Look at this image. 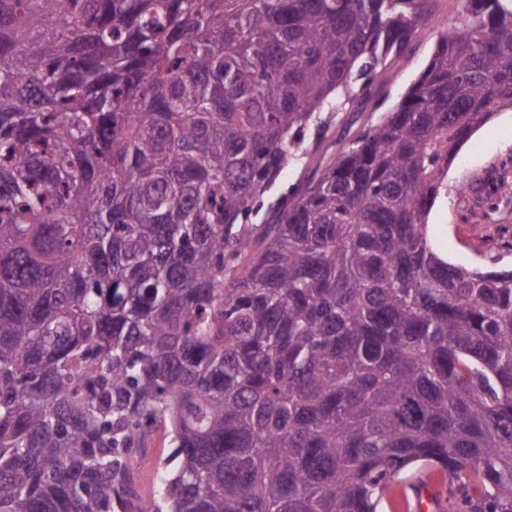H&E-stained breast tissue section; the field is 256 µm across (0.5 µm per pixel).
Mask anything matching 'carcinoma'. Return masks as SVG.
Segmentation results:
<instances>
[{"label":"carcinoma","mask_w":512,"mask_h":512,"mask_svg":"<svg viewBox=\"0 0 512 512\" xmlns=\"http://www.w3.org/2000/svg\"><path fill=\"white\" fill-rule=\"evenodd\" d=\"M435 0H0V512H512V269L428 238L512 108V0L252 216L314 114L381 103ZM173 445L135 489L142 420ZM446 478L435 471L421 472L401 485H394L383 491L385 512H446L449 502L443 496ZM396 505L391 510V502ZM447 511V512H448Z\"/></svg>","instance_id":"cac0c4a2"}]
</instances>
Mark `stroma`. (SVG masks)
Wrapping results in <instances>:
<instances>
[{"label":"stroma","mask_w":512,"mask_h":512,"mask_svg":"<svg viewBox=\"0 0 512 512\" xmlns=\"http://www.w3.org/2000/svg\"><path fill=\"white\" fill-rule=\"evenodd\" d=\"M459 0H437L435 11L422 27L407 60L387 85L384 109L393 108L429 62L439 35L458 25ZM374 112L335 115L319 141L329 154L339 153L362 126L377 120ZM447 191L429 217V234L439 242L450 262L489 265L493 255L512 268V252L502 253L499 227L512 231V109L496 110L491 119L463 145L445 177ZM466 193H459L460 185Z\"/></svg>","instance_id":"stroma-1"}]
</instances>
